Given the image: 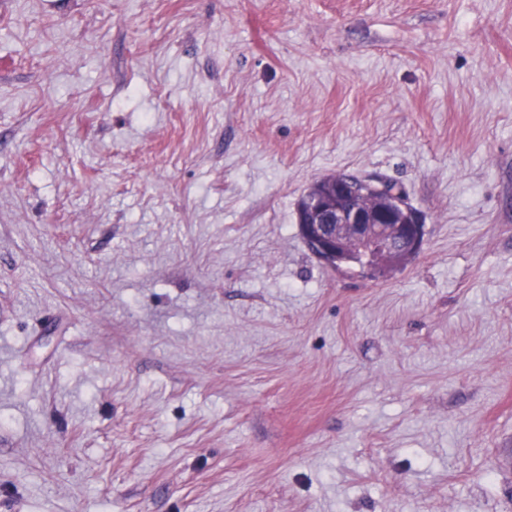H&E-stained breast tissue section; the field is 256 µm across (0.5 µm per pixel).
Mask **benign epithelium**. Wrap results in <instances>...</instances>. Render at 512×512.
<instances>
[{
	"label": "benign epithelium",
	"instance_id": "7a95c632",
	"mask_svg": "<svg viewBox=\"0 0 512 512\" xmlns=\"http://www.w3.org/2000/svg\"><path fill=\"white\" fill-rule=\"evenodd\" d=\"M304 207L309 219L303 232L315 242L316 257L327 265L340 258L349 243L358 245L364 262L374 267L412 256L423 242L422 217L396 196L387 207L378 208L350 198L342 185L334 198L304 197Z\"/></svg>",
	"mask_w": 512,
	"mask_h": 512
}]
</instances>
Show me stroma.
<instances>
[{
    "label": "stroma",
    "instance_id": "stroma-1",
    "mask_svg": "<svg viewBox=\"0 0 512 512\" xmlns=\"http://www.w3.org/2000/svg\"><path fill=\"white\" fill-rule=\"evenodd\" d=\"M0 512H512V0H0ZM386 208H378L361 199H351L341 185L336 199L304 196L309 215L303 232L312 239L319 252L315 256L324 264L341 256L349 243L359 246L364 262L376 264L410 257L420 249L424 226L422 217L407 209L402 198L394 193ZM354 244L348 246L351 252Z\"/></svg>",
    "mask_w": 512,
    "mask_h": 512
}]
</instances>
